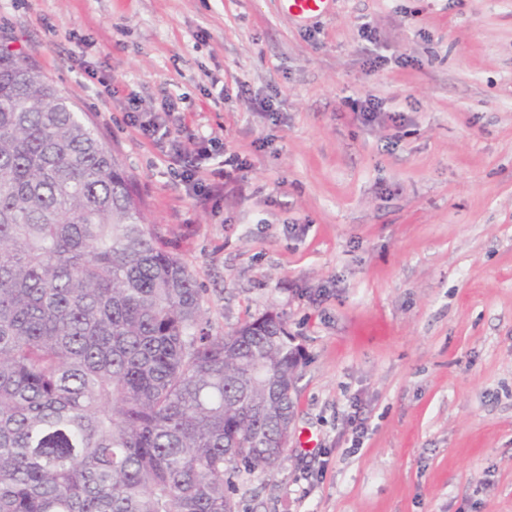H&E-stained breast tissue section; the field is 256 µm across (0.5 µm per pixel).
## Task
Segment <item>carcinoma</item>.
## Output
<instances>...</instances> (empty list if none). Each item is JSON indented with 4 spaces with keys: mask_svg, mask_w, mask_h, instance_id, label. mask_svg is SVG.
<instances>
[{
    "mask_svg": "<svg viewBox=\"0 0 512 512\" xmlns=\"http://www.w3.org/2000/svg\"><path fill=\"white\" fill-rule=\"evenodd\" d=\"M302 361L277 313L211 333L119 155L0 46V512H236Z\"/></svg>",
    "mask_w": 512,
    "mask_h": 512,
    "instance_id": "cac0c4a2",
    "label": "carcinoma"
}]
</instances>
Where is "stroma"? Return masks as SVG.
Instances as JSON below:
<instances>
[{
    "label": "stroma",
    "instance_id": "35a3bbf8",
    "mask_svg": "<svg viewBox=\"0 0 512 512\" xmlns=\"http://www.w3.org/2000/svg\"><path fill=\"white\" fill-rule=\"evenodd\" d=\"M1 43L120 154L213 332L276 311L302 347L237 512H512V0H0ZM138 106H135V101L132 100L129 102V112L130 121H132L135 125L139 126L142 134L149 139L155 140L159 135L158 139L162 137H167L169 135V130L166 125V119L159 115L154 116H144L143 113H134L138 112ZM133 112V113H130ZM164 130L161 134L160 132Z\"/></svg>",
    "mask_w": 512,
    "mask_h": 512
}]
</instances>
